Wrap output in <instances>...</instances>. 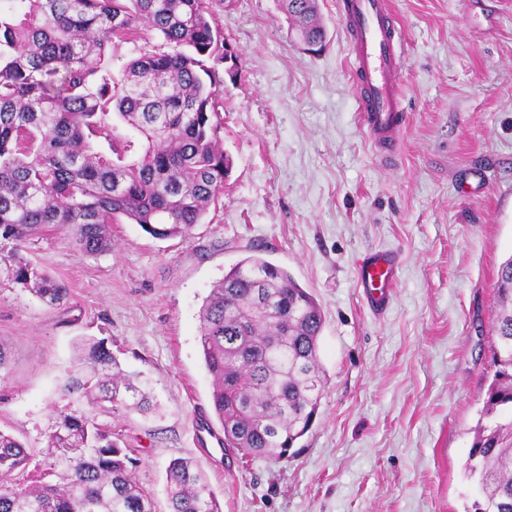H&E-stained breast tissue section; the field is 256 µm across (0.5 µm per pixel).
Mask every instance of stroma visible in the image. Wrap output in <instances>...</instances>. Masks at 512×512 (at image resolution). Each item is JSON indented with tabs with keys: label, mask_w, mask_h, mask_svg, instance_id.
Listing matches in <instances>:
<instances>
[{
	"label": "stroma",
	"mask_w": 512,
	"mask_h": 512,
	"mask_svg": "<svg viewBox=\"0 0 512 512\" xmlns=\"http://www.w3.org/2000/svg\"><path fill=\"white\" fill-rule=\"evenodd\" d=\"M339 0H317L320 49L297 43L280 0H212L239 70L218 89L224 193L187 237L112 227V249L80 253L69 231L27 255L70 290L46 307L0 287V429L39 464L79 339L106 340L150 378L157 417L101 422L137 458L135 476L167 512L171 459L199 461L222 512H469L465 466L492 379L494 284L512 256V0H391L403 40L405 127L377 156L358 112ZM397 259L386 312L371 311L358 262ZM256 254L319 304L325 373L317 418L294 455L244 458L194 441L221 426L200 346L213 284Z\"/></svg>",
	"instance_id": "obj_1"
}]
</instances>
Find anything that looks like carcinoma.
<instances>
[{"label": "carcinoma", "instance_id": "obj_1", "mask_svg": "<svg viewBox=\"0 0 512 512\" xmlns=\"http://www.w3.org/2000/svg\"><path fill=\"white\" fill-rule=\"evenodd\" d=\"M299 36L323 43L316 0H282ZM162 44L112 74V48ZM224 34L209 0H0V285L49 307L69 289L27 260L26 244L66 228L79 251L112 250V225L186 237L224 193L216 88ZM493 380L466 473L473 512H512V258L498 272ZM200 344L213 377L227 448L283 459L311 427L324 385L321 310L288 272L258 255L224 274L200 309ZM65 389L85 407L62 411L46 472L0 430V512H155L135 459L98 415L147 414L149 381L126 373L102 340L85 339ZM169 512H222L198 462L168 466Z\"/></svg>", "mask_w": 512, "mask_h": 512}]
</instances>
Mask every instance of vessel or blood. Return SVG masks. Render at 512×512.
<instances>
[{
	"label": "vessel or blood",
	"mask_w": 512,
	"mask_h": 512,
	"mask_svg": "<svg viewBox=\"0 0 512 512\" xmlns=\"http://www.w3.org/2000/svg\"><path fill=\"white\" fill-rule=\"evenodd\" d=\"M389 0H343L342 21L352 45V67L360 83L358 110L374 147L392 152L402 125L403 88L399 72L403 52L391 26ZM397 266L389 252L377 251L363 259L358 284L368 305L387 308Z\"/></svg>",
	"instance_id": "vessel-or-blood-1"
}]
</instances>
